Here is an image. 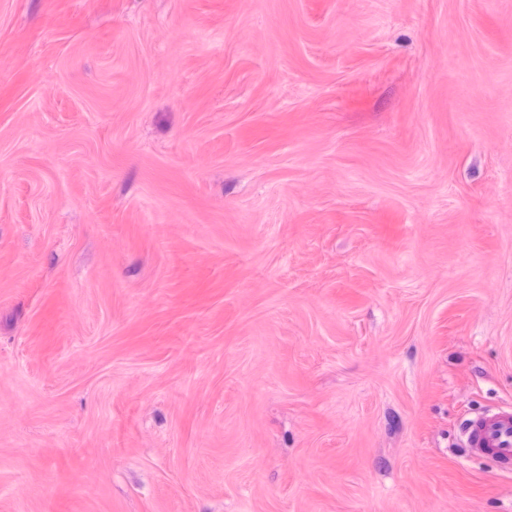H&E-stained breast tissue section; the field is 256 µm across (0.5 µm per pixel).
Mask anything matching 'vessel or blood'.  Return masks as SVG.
<instances>
[{
	"mask_svg": "<svg viewBox=\"0 0 512 512\" xmlns=\"http://www.w3.org/2000/svg\"><path fill=\"white\" fill-rule=\"evenodd\" d=\"M460 434V445L468 457L485 459L500 472L512 473V408L465 414Z\"/></svg>",
	"mask_w": 512,
	"mask_h": 512,
	"instance_id": "1",
	"label": "vessel or blood"
}]
</instances>
